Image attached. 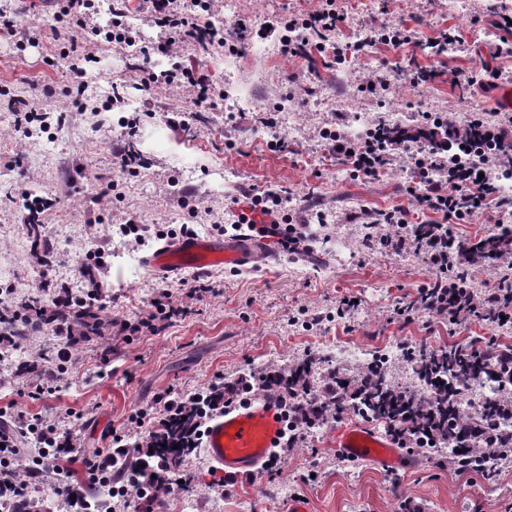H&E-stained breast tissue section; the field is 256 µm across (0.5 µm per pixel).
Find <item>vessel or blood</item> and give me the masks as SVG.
I'll list each match as a JSON object with an SVG mask.
<instances>
[{"label": "vessel or blood", "instance_id": "vessel-or-blood-1", "mask_svg": "<svg viewBox=\"0 0 512 512\" xmlns=\"http://www.w3.org/2000/svg\"><path fill=\"white\" fill-rule=\"evenodd\" d=\"M271 252L269 238L248 232L230 240L194 236L165 243L145 256L142 264L151 273L244 270ZM284 426L282 409L275 401L246 399L209 421L204 448L219 474L246 478L266 465ZM335 444L353 461L372 458L388 468L401 461L400 452L385 436L360 423L337 429Z\"/></svg>", "mask_w": 512, "mask_h": 512}]
</instances>
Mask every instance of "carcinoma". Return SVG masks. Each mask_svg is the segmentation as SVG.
Returning a JSON list of instances; mask_svg holds the SVG:
<instances>
[{"mask_svg": "<svg viewBox=\"0 0 512 512\" xmlns=\"http://www.w3.org/2000/svg\"><path fill=\"white\" fill-rule=\"evenodd\" d=\"M492 124L489 117L459 123L460 139L477 141L484 138L483 129ZM512 249V229L504 227L497 237L484 240L471 263L448 271V287L460 298L456 313L463 315L470 302L477 299L470 270L491 266ZM413 373L428 390L401 388L389 379L387 361L376 357L355 376L345 377L352 392L340 395L328 405H314L296 398L288 391V402L296 415L306 421V427L317 429L348 408L360 416L379 421L387 432L398 430L431 431L448 449L454 467L460 471L479 473L491 478L495 465L502 457L512 454V357L488 342H475L468 347L448 346L439 350H424L413 358ZM482 380L492 395L484 402L480 413L473 416L463 411L461 397L468 386ZM190 421L177 422L162 437L163 444L154 449L166 465L167 476L189 481L184 470L194 449L182 444V435ZM180 448H174V445Z\"/></svg>", "mask_w": 512, "mask_h": 512, "instance_id": "cac0c4a2", "label": "carcinoma"}]
</instances>
